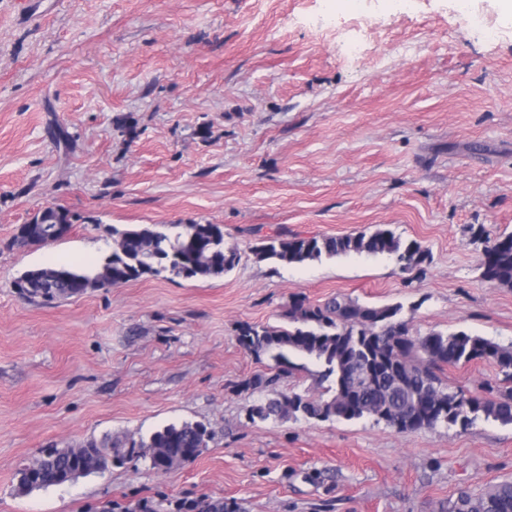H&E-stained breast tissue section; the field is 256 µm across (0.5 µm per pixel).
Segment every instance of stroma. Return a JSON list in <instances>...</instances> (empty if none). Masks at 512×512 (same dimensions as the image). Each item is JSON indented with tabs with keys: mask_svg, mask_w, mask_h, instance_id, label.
I'll list each match as a JSON object with an SVG mask.
<instances>
[{
	"mask_svg": "<svg viewBox=\"0 0 512 512\" xmlns=\"http://www.w3.org/2000/svg\"><path fill=\"white\" fill-rule=\"evenodd\" d=\"M415 0L371 28L360 0H0V512H438L512 481V425L403 434L372 420L250 421L244 380L268 355L245 323L287 326L293 298L398 304L410 333L512 343V288L481 276L473 231L512 233V10ZM415 46L413 55L400 46ZM60 123L68 147L49 137ZM209 125L208 137L198 129ZM55 205L62 239L19 225ZM211 222L238 264L212 279L147 275L65 301L23 298L29 269L96 264L112 227ZM385 225L427 262L349 254L257 260L275 237ZM212 433L170 472L131 458L23 496L41 449ZM56 224L58 233L63 231V224H71L69 212L57 206H46L35 215L33 223L18 227L12 244L23 249L53 243L58 240L56 237L51 238Z\"/></svg>",
	"mask_w": 512,
	"mask_h": 512,
	"instance_id": "35a3bbf8",
	"label": "stroma"
}]
</instances>
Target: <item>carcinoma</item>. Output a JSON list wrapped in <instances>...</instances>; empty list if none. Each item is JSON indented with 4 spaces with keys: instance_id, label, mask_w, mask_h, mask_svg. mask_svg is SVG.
I'll list each match as a JSON object with an SVG mask.
<instances>
[{
    "instance_id": "carcinoma-1",
    "label": "carcinoma",
    "mask_w": 512,
    "mask_h": 512,
    "mask_svg": "<svg viewBox=\"0 0 512 512\" xmlns=\"http://www.w3.org/2000/svg\"><path fill=\"white\" fill-rule=\"evenodd\" d=\"M69 223L68 211L47 206L33 223L18 227L12 244L23 249L53 243V227ZM111 232L112 253L94 268L30 269L15 281V287L29 299H69L144 275L220 277L239 262L237 251L224 246L219 224L114 226ZM474 237L484 244L483 278L512 288V234L492 237L481 227ZM349 253L388 255L403 271L421 266L428 258L420 243L404 241L386 228L344 236L277 237L254 251L260 261L287 264ZM400 313L399 305L367 306L341 295L322 304L297 298L288 310L286 327L241 325L238 341L247 351L271 354L281 372L293 367L289 355L308 357L322 367V379L330 382V396L313 399L295 391H278L276 375H255L241 384L246 392L264 395L250 407V419L368 418L400 433L441 425L465 430L481 417L512 424V344L464 331L413 337ZM473 362L495 365L502 378L487 382L480 394H469L443 378L448 368ZM209 438L204 425L184 422L169 424L147 439H105L80 448H50L51 466L40 471L33 464L19 471L16 491L26 494L31 488L62 486L75 473L101 472L132 457L147 459L153 469L165 472L198 457ZM440 512H512V481L489 485L478 494L461 490L455 499L440 505Z\"/></svg>"
}]
</instances>
